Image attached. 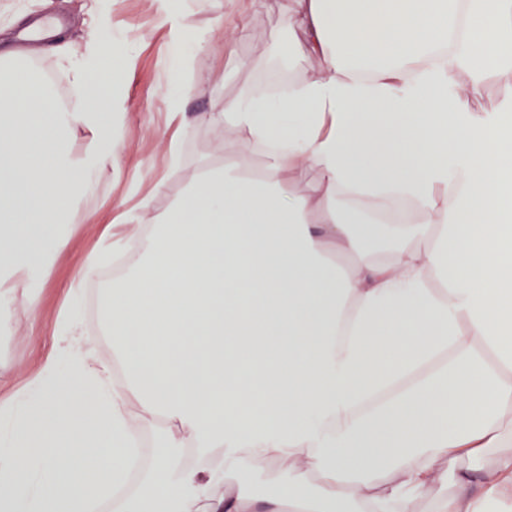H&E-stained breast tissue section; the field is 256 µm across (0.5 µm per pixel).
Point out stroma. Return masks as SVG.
I'll use <instances>...</instances> for the list:
<instances>
[{"instance_id": "stroma-1", "label": "stroma", "mask_w": 512, "mask_h": 512, "mask_svg": "<svg viewBox=\"0 0 512 512\" xmlns=\"http://www.w3.org/2000/svg\"><path fill=\"white\" fill-rule=\"evenodd\" d=\"M180 25L188 31L211 30L208 48L197 54L198 78L219 84L225 98H233L248 85L271 81L282 74L304 78L306 66L288 56L272 58V45H287L288 32L280 24L283 0H227L217 13L204 0H175ZM65 14L69 20L63 40L50 45L29 44L28 63L51 81L58 96L70 93L67 75L59 68L60 56L79 58L90 26L112 32L122 41L129 57L124 90V109L115 115V138L124 148L120 165L104 166L93 176V192L82 201L81 213L60 231L71 246L56 260L51 276L39 288L38 320L26 310V296L16 292L9 302L12 330L0 336V399L21 392L42 358L54 347L57 316L75 276L79 259L99 241L105 227L115 223L125 209L143 196H151V215L162 214L184 188L205 168L221 164L236 152L238 134L229 126L198 122L180 130L168 122L169 104L164 94L169 55V26L165 0H0V40L27 16ZM181 144V163L168 173L167 144ZM167 176L161 193L152 188L159 176ZM96 213L86 223L83 210ZM281 465L249 469L226 463L224 479L255 496H276L282 491Z\"/></svg>"}]
</instances>
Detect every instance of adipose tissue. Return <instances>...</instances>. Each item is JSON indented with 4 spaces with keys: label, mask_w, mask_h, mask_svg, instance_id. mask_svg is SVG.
Returning <instances> with one entry per match:
<instances>
[{
    "label": "adipose tissue",
    "mask_w": 512,
    "mask_h": 512,
    "mask_svg": "<svg viewBox=\"0 0 512 512\" xmlns=\"http://www.w3.org/2000/svg\"><path fill=\"white\" fill-rule=\"evenodd\" d=\"M282 21L308 75L221 104L208 120L238 132L232 163L151 227L141 203L83 255L64 330L107 253L136 259L98 298L112 357L58 337L21 402L0 405V512H85L128 485L123 439L160 417L118 512H512V97L474 107L489 72L512 70V0H288ZM207 44L172 24L179 122ZM122 52L90 31L81 61L61 60L67 104L0 53V287L27 291L31 319L34 282L68 246L54 225L122 157ZM78 124L94 132L80 156ZM262 145L261 178L244 177ZM311 168L319 181L298 187ZM359 185L414 205L388 260L374 256L387 227L348 204ZM391 380L402 390L365 407ZM228 458L285 464L284 491L225 486Z\"/></svg>",
    "instance_id": "ef3b65f1"
}]
</instances>
